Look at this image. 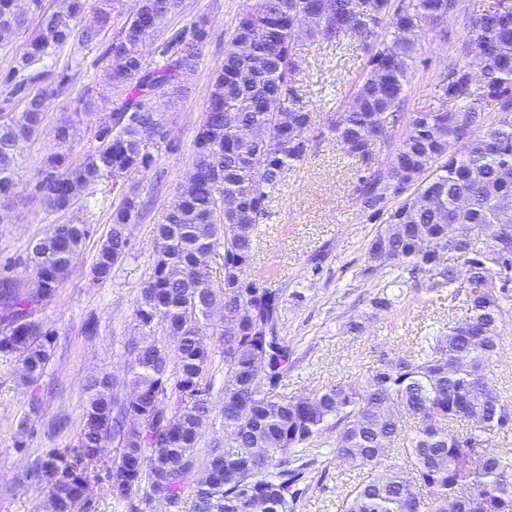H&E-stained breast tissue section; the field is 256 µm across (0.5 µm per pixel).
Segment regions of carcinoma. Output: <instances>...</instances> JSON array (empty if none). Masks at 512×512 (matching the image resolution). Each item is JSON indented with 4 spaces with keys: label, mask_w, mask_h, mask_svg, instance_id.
I'll return each instance as SVG.
<instances>
[{
    "label": "carcinoma",
    "mask_w": 512,
    "mask_h": 512,
    "mask_svg": "<svg viewBox=\"0 0 512 512\" xmlns=\"http://www.w3.org/2000/svg\"><path fill=\"white\" fill-rule=\"evenodd\" d=\"M99 2L96 24L82 27L87 0H67L65 9L53 12L44 0H27L26 14L39 16L40 24L3 74L23 108L0 124V200L16 197L19 144L38 134L47 102L72 78L67 67L50 73L42 64L68 44L83 48L97 40L112 10V0ZM152 5L147 14L133 6L102 51L109 93L94 107L97 146L77 160L68 149L53 152L38 170L34 190L46 210L69 209L82 189L101 179L153 167L149 144L166 140L157 124V97L195 72L207 31L194 23L175 32L162 43L163 64L151 67L137 38L158 36L182 0ZM309 11L320 19L309 36L338 42L353 37L369 50L351 104L328 126L344 153L369 169L357 192L373 215L388 198L403 197L369 243L368 261L374 264L385 253L390 266L411 269L427 288H450L465 318L429 349L387 359L363 385L290 397L280 388L295 352L274 334L281 319L279 289L257 279L244 286L241 278L253 261L256 227L268 215L269 199L308 152V143L290 136V125L278 124L277 115L311 123L295 81L296 32ZM459 12L460 0H256L239 16L194 135L192 165L199 178L180 186L155 225L152 272L133 312L141 336L135 341L138 358L127 366L126 393L114 391L108 377L89 380L77 446L50 449L26 474L27 481L47 487L51 512H80L111 442L119 446V458L105 474L126 512H148L157 498L168 501L172 512H295L304 465L288 468V454L329 425L336 428L340 475L368 473L342 512H421L426 500L428 512H440L450 495L461 502V512H512V448L493 444L512 430V400L489 379L512 295L483 288L496 262L491 243L477 246L484 259L473 266L458 254L453 263L433 250L448 235L446 222L512 224V209L498 206L499 198L512 197V182L501 176L502 165H512V0H494L470 20V37L440 86L456 106L400 112L417 34ZM23 24L16 0H0V42L10 41ZM243 41L252 47L249 60L237 53ZM473 71L483 76L475 89ZM486 112L495 113L487 125ZM264 125L273 135L265 145L253 135ZM72 136L71 120H61L57 146L66 147ZM395 138L388 168L372 169L371 145ZM450 140L460 144L451 157ZM460 197L470 202L465 211L457 208ZM139 207L133 193L113 210L93 264L96 280L108 278L128 254L125 225L139 217ZM89 234L85 224L46 225L25 259L38 288L21 293L3 281L0 357L16 358L28 383L42 376L53 336L33 319L35 308L53 296ZM202 248L223 249V287H215L208 267L196 263ZM217 307L224 311L218 327L210 323ZM210 335L222 345L224 385L217 392ZM473 406L493 422L470 426ZM427 413L440 424L425 423ZM217 422L227 444L215 439L202 447L207 428ZM397 443V454L389 456ZM254 448L267 449L257 463Z\"/></svg>",
    "instance_id": "obj_1"
}]
</instances>
